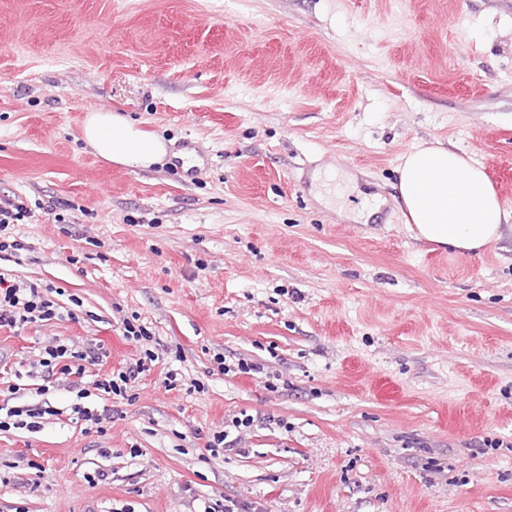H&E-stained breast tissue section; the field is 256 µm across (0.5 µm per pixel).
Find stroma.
<instances>
[{"label": "stroma", "mask_w": 512, "mask_h": 512, "mask_svg": "<svg viewBox=\"0 0 512 512\" xmlns=\"http://www.w3.org/2000/svg\"><path fill=\"white\" fill-rule=\"evenodd\" d=\"M100 111L166 156L94 155ZM424 141L496 189L479 253L404 221L397 167ZM5 199L31 216L0 267L77 317L0 330V389L52 408L0 432V512H512V0H0ZM54 337L159 359L127 400L41 397L10 367ZM77 403L111 409L105 434ZM216 363H217V367L218 369L223 373V374H227L229 372H233V373H236L239 372V374H247V375H252V376H255L258 375V374H264V378H265V384L267 387H270V388H274L276 386V384L273 382V381H270L271 378L272 380L275 379V380H280L279 378V375H275L274 373H264V367H262L260 364H255V363H248L246 361H239L237 363V366H233L231 368L230 365H225L224 364V358H222L221 356H218L216 358Z\"/></svg>", "instance_id": "stroma-1"}]
</instances>
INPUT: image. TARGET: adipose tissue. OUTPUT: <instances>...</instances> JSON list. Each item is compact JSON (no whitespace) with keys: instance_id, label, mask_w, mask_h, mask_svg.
<instances>
[{"instance_id":"ef3b65f1","label":"adipose tissue","mask_w":512,"mask_h":512,"mask_svg":"<svg viewBox=\"0 0 512 512\" xmlns=\"http://www.w3.org/2000/svg\"><path fill=\"white\" fill-rule=\"evenodd\" d=\"M82 140L105 161L151 167L167 152L162 137L116 112H94L82 128ZM404 217L416 236L478 253L498 238L507 214L483 167L456 151L419 144L398 166Z\"/></svg>"}]
</instances>
